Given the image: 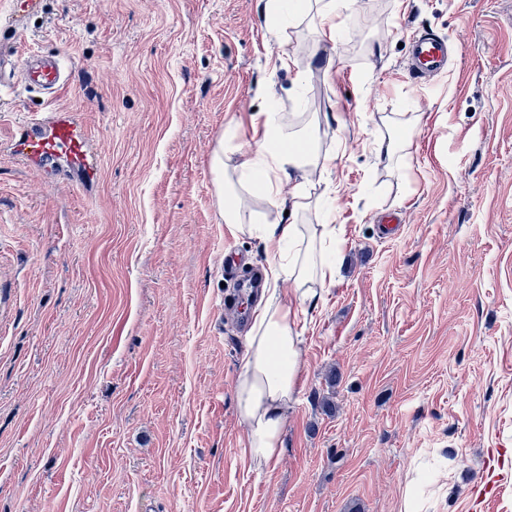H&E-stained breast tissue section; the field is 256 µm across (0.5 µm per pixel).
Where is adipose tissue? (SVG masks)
Returning a JSON list of instances; mask_svg holds the SVG:
<instances>
[{
  "instance_id": "adipose-tissue-1",
  "label": "adipose tissue",
  "mask_w": 512,
  "mask_h": 512,
  "mask_svg": "<svg viewBox=\"0 0 512 512\" xmlns=\"http://www.w3.org/2000/svg\"><path fill=\"white\" fill-rule=\"evenodd\" d=\"M249 126L254 151L242 165L238 179L224 175V149L216 147L211 159L216 193L259 190L266 203L280 208L291 203L293 212L305 210V184L295 174L307 167L329 165L332 157L319 151V122L302 127L281 123L273 108L251 113ZM230 235L260 237L271 257L269 296L259 306L240 372L235 382L236 410L245 434L239 441L243 459L267 467L275 465L283 451V429L288 407L294 401L299 369L296 319L298 308L336 281V227L323 225L313 235L305 224H249L240 206L221 210ZM287 282L291 292L280 293Z\"/></svg>"
}]
</instances>
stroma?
<instances>
[{
  "label": "stroma",
  "mask_w": 512,
  "mask_h": 512,
  "mask_svg": "<svg viewBox=\"0 0 512 512\" xmlns=\"http://www.w3.org/2000/svg\"><path fill=\"white\" fill-rule=\"evenodd\" d=\"M0 42L63 53L54 96L0 106V512H512V0H357L338 42L265 0H41ZM451 40L447 74L403 71L414 31ZM290 57L307 72L278 67ZM318 113L336 159L299 223L335 224L336 282L304 306L285 451L242 459L234 386L248 327L224 307L231 236L211 154L268 101ZM59 107L101 174L49 181L5 145ZM414 118L398 169L371 150ZM404 216L383 238L379 219ZM504 452L493 495L488 450Z\"/></svg>",
  "instance_id": "obj_1"
}]
</instances>
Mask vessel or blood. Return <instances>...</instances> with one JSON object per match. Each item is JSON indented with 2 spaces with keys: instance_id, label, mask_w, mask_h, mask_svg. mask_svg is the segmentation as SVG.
I'll use <instances>...</instances> for the list:
<instances>
[{
  "instance_id": "obj_1",
  "label": "vessel or blood",
  "mask_w": 512,
  "mask_h": 512,
  "mask_svg": "<svg viewBox=\"0 0 512 512\" xmlns=\"http://www.w3.org/2000/svg\"><path fill=\"white\" fill-rule=\"evenodd\" d=\"M409 73L423 79L448 69V43L434 33L421 30L409 44ZM9 69V80L0 79V91L22 88L57 93L67 81L65 61L61 54L29 52L14 54L0 46V70ZM9 150L26 165L51 169L58 159H66L69 167L84 180L98 176L97 156L90 149L89 137L70 112L59 109L41 112L14 127Z\"/></svg>"
}]
</instances>
